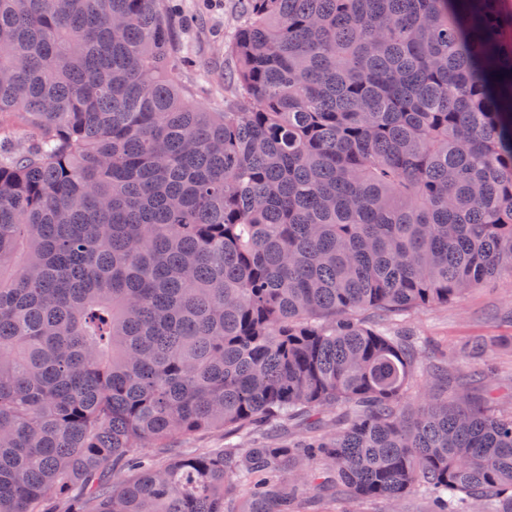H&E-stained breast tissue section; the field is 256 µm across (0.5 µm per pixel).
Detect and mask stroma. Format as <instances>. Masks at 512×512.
Masks as SVG:
<instances>
[{
	"label": "stroma",
	"mask_w": 512,
	"mask_h": 512,
	"mask_svg": "<svg viewBox=\"0 0 512 512\" xmlns=\"http://www.w3.org/2000/svg\"><path fill=\"white\" fill-rule=\"evenodd\" d=\"M176 5L170 22L174 47L193 59L183 72L190 104L212 108L224 94L226 58L238 20L235 0H170ZM426 347L428 363L445 359L462 375L492 367L484 385L498 392L512 410V269L501 267L487 285L471 289L455 302L420 309L399 318Z\"/></svg>",
	"instance_id": "stroma-1"
}]
</instances>
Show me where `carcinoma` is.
<instances>
[{"instance_id":"carcinoma-1","label":"carcinoma","mask_w":512,"mask_h":512,"mask_svg":"<svg viewBox=\"0 0 512 512\" xmlns=\"http://www.w3.org/2000/svg\"><path fill=\"white\" fill-rule=\"evenodd\" d=\"M239 2L209 112L164 0H0L37 137L0 153V512H512V411L446 369L410 407L421 346L361 318L512 268L500 0ZM215 431L249 447L162 459Z\"/></svg>"}]
</instances>
